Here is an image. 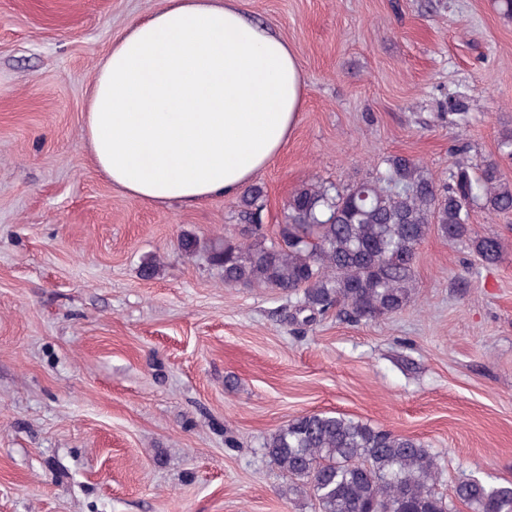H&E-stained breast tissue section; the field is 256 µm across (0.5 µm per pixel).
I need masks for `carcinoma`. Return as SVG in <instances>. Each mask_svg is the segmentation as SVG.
I'll use <instances>...</instances> for the list:
<instances>
[{
    "label": "carcinoma",
    "mask_w": 512,
    "mask_h": 512,
    "mask_svg": "<svg viewBox=\"0 0 512 512\" xmlns=\"http://www.w3.org/2000/svg\"><path fill=\"white\" fill-rule=\"evenodd\" d=\"M375 175L343 189L306 184L287 206L278 237L262 224L264 190L240 199L246 237L202 241L183 235L179 249L204 254L228 286L270 287L299 296L307 324L332 308L356 323L403 310L412 298L418 246L435 230L468 241L486 265L501 261L496 236L472 235L471 211L512 212V184L498 164L460 166L438 185L415 159L395 155ZM265 455L305 481L318 512H454L436 491L437 458L417 439L333 412L295 417L265 438ZM471 512H512V484L479 477L455 487Z\"/></svg>",
    "instance_id": "carcinoma-1"
}]
</instances>
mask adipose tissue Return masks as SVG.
<instances>
[{"label": "adipose tissue", "mask_w": 512, "mask_h": 512, "mask_svg": "<svg viewBox=\"0 0 512 512\" xmlns=\"http://www.w3.org/2000/svg\"><path fill=\"white\" fill-rule=\"evenodd\" d=\"M304 87L295 50L235 0H165L98 68L86 145L114 188L152 204L232 195L287 144Z\"/></svg>", "instance_id": "1"}]
</instances>
